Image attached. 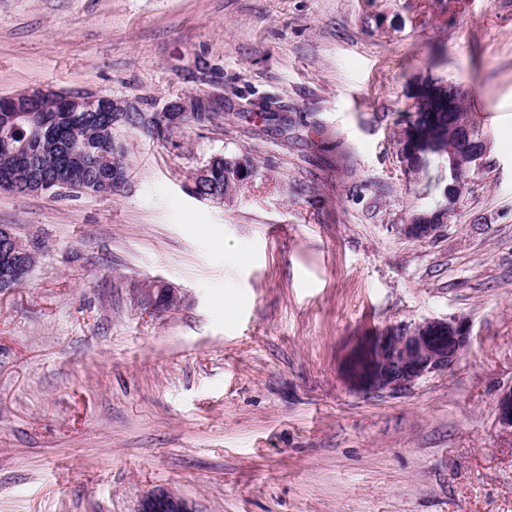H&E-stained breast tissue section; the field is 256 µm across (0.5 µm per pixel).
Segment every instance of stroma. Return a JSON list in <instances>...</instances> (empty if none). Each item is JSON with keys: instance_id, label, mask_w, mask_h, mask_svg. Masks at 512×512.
<instances>
[{"instance_id": "35a3bbf8", "label": "stroma", "mask_w": 512, "mask_h": 512, "mask_svg": "<svg viewBox=\"0 0 512 512\" xmlns=\"http://www.w3.org/2000/svg\"><path fill=\"white\" fill-rule=\"evenodd\" d=\"M224 82V109L170 142L126 130L109 197L0 190L38 252L0 291V512H512V0H0V97L36 87L153 110ZM463 86L490 150L444 198L403 175L420 83ZM271 96L292 139L249 115ZM258 172L197 197L212 155ZM183 288L151 314L138 282ZM459 318L466 352L399 394L355 390L352 346ZM138 512H193L189 503L174 491H158L144 496Z\"/></svg>"}]
</instances>
